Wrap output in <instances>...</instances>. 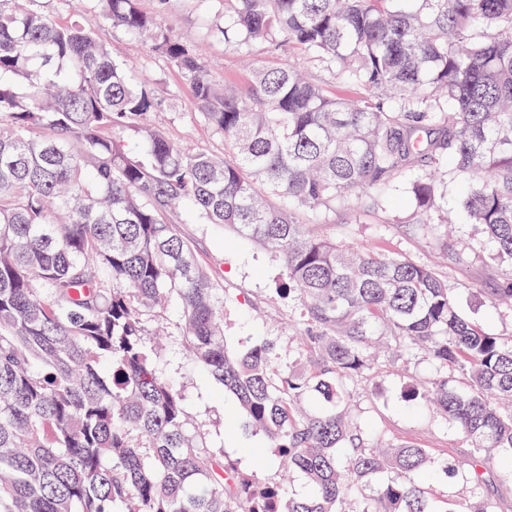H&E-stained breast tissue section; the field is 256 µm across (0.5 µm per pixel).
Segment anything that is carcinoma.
Instances as JSON below:
<instances>
[{
    "label": "carcinoma",
    "mask_w": 512,
    "mask_h": 512,
    "mask_svg": "<svg viewBox=\"0 0 512 512\" xmlns=\"http://www.w3.org/2000/svg\"><path fill=\"white\" fill-rule=\"evenodd\" d=\"M61 18L0 0V512H498L491 498L436 506L448 464L359 420L374 374L419 358L400 390L457 428L473 488L498 457L512 484V336L459 310L448 280L366 251L349 224L401 200L406 233L457 265L440 200L463 215L512 301V0H224L206 38L288 45L303 61L216 81L197 46L139 0H93ZM120 29L165 58L224 153L151 125L157 83L112 57ZM358 89L339 95L308 64ZM139 138L131 147L128 134ZM190 205L279 260L298 356L281 337L233 347L224 289L177 229ZM181 306L186 355L233 396L294 494L209 449L147 346V319Z\"/></svg>",
    "instance_id": "carcinoma-1"
}]
</instances>
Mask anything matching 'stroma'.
Returning a JSON list of instances; mask_svg holds the SVG:
<instances>
[{"mask_svg": "<svg viewBox=\"0 0 512 512\" xmlns=\"http://www.w3.org/2000/svg\"><path fill=\"white\" fill-rule=\"evenodd\" d=\"M221 9L219 0H169L160 17L162 27L172 30L185 41L197 40L199 18L203 13ZM251 55L260 63L277 66L299 57V50L255 43L241 52L224 43H212L207 65L216 79H244L243 57ZM136 66L158 84L161 101L149 119L175 141L220 154L223 142L190 106L191 91L181 76L159 58L142 53ZM182 236L193 245L197 258L219 287L224 290V332L230 343L261 336H278L284 349H296L288 331V305L275 290L282 282L283 270L276 258L257 244L237 238L232 231L216 224H205L193 213H185L179 225ZM350 237L363 249L400 253L437 268L448 278L460 310L492 334H512V311L492 310L488 300L501 284L498 273L486 259L479 257L464 265L446 260L429 239L415 237L380 216H367L350 225ZM179 307L170 305L161 324L163 335L152 337L160 353V363L171 384L181 391L191 418L207 434L210 447L223 449L242 468L251 469L255 460L252 449L266 445L263 435L238 428L229 429L227 420L236 414L235 400L225 395L220 384L200 372L179 351ZM429 362L419 360L408 368L394 365L383 368L378 379L381 393L367 416L383 434L392 440L409 441L428 448L439 461L456 466L470 449L457 433L443 421L433 418L426 406H415L400 396L401 386L410 377L422 378L431 372Z\"/></svg>", "mask_w": 512, "mask_h": 512, "instance_id": "1", "label": "stroma"}]
</instances>
